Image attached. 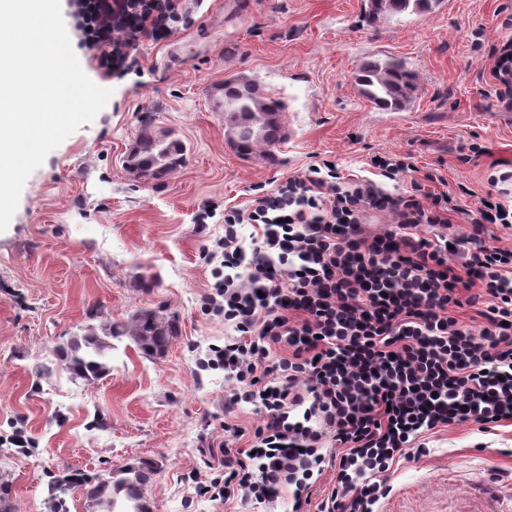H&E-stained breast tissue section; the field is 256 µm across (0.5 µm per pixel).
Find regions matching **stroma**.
Segmentation results:
<instances>
[{
  "label": "stroma",
  "mask_w": 512,
  "mask_h": 512,
  "mask_svg": "<svg viewBox=\"0 0 512 512\" xmlns=\"http://www.w3.org/2000/svg\"><path fill=\"white\" fill-rule=\"evenodd\" d=\"M364 9L365 0H185L186 22L166 40L134 43L136 65L120 79L71 36L85 74L112 95L29 176L0 232V512H95L85 487L56 500L51 482L140 459L159 464L145 489L149 512H292L286 493L226 507L195 490L224 475L232 385L199 360L234 334L200 308L215 282L208 252L224 234L225 207H247L259 189L324 160L353 178L370 176L371 155H400L415 178L447 181L460 238L492 189V165L512 168V120L492 92L490 55L512 40V0H438L432 12L377 24L364 22ZM388 58L416 76L411 102L396 112L369 102L356 81L366 62ZM231 80L283 103L276 147L246 156L234 148L209 99ZM147 116L182 146L179 165L157 179L127 163ZM474 143L484 154L471 156ZM142 308L177 326L163 354L146 356L122 337L100 377L62 369L59 344ZM18 432L30 449L12 445ZM427 445L429 454L387 473L378 512H460L474 490L493 491L500 512H512V425L489 434L451 425Z\"/></svg>",
  "instance_id": "stroma-1"
}]
</instances>
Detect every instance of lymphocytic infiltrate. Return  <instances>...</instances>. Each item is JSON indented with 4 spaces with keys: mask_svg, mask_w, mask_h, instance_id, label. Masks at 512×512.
I'll use <instances>...</instances> for the list:
<instances>
[{
    "mask_svg": "<svg viewBox=\"0 0 512 512\" xmlns=\"http://www.w3.org/2000/svg\"><path fill=\"white\" fill-rule=\"evenodd\" d=\"M68 2L81 43L110 75L134 67V42L169 38L182 16L180 0ZM369 165L378 180L314 164L224 211L210 253L220 269L201 309L235 335L200 365L233 383L228 407L257 406L263 422L225 421L224 478L208 483L210 500L262 504L288 489L302 512L328 461L336 479L317 512H375L390 492L385 474L408 449L425 454L434 430L472 422L488 434L512 422V248L481 238L490 224L512 229V204L480 198L471 234L452 241L447 191L415 180L393 193L383 180L411 164L375 155ZM381 212L394 224L366 232ZM477 305L474 327L457 311Z\"/></svg>",
    "mask_w": 512,
    "mask_h": 512,
    "instance_id": "obj_1",
    "label": "lymphocytic infiltrate"
}]
</instances>
